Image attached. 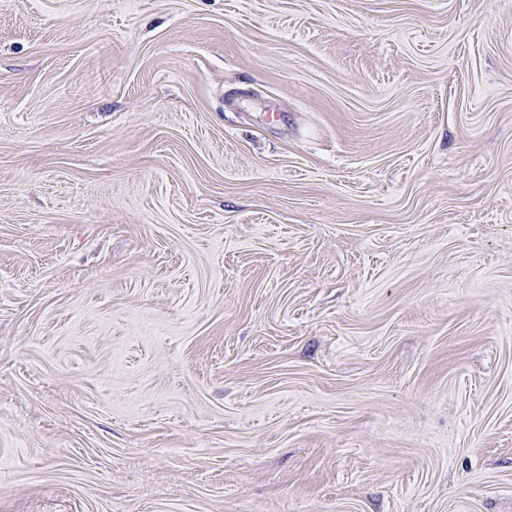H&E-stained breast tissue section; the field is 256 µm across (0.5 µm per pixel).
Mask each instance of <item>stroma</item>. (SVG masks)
<instances>
[{"mask_svg":"<svg viewBox=\"0 0 512 512\" xmlns=\"http://www.w3.org/2000/svg\"><path fill=\"white\" fill-rule=\"evenodd\" d=\"M0 512H512V0H0Z\"/></svg>","mask_w":512,"mask_h":512,"instance_id":"35a3bbf8","label":"stroma"}]
</instances>
